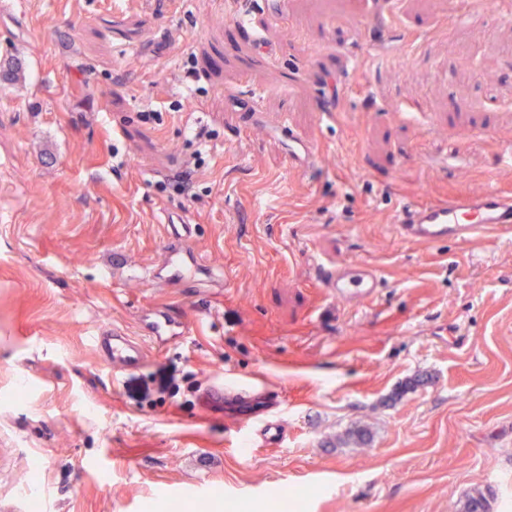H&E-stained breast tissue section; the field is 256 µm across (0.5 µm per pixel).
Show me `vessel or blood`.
<instances>
[{
	"label": "vessel or blood",
	"instance_id": "b4317fda",
	"mask_svg": "<svg viewBox=\"0 0 512 512\" xmlns=\"http://www.w3.org/2000/svg\"><path fill=\"white\" fill-rule=\"evenodd\" d=\"M171 234L179 242L169 251L162 268H150L149 281L192 283L204 276L206 267L195 251L187 245L188 232L180 227L177 217H169ZM396 234L423 245L455 239L471 242L487 237L512 234V194L488 188L474 195L461 193L445 202L413 204L401 210L395 220ZM329 296L337 302L363 306L373 300L380 287L375 269L365 262H350L334 268L324 281ZM146 341L162 345L182 337L184 321L165 309H150L142 321ZM145 341L117 329L100 331L93 338L104 360L113 371L124 372L144 367L147 361ZM202 406L216 410L227 405L241 407L249 421V433L265 445H278L285 439V430L272 413L274 398L269 390L260 388L234 389L216 377L200 392Z\"/></svg>",
	"mask_w": 512,
	"mask_h": 512
}]
</instances>
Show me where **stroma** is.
<instances>
[{"mask_svg": "<svg viewBox=\"0 0 512 512\" xmlns=\"http://www.w3.org/2000/svg\"><path fill=\"white\" fill-rule=\"evenodd\" d=\"M11 0L0 11V512H512V235L405 205L512 192V0ZM235 11L246 21L233 27ZM124 39L112 34L114 26ZM148 111L158 121L144 122ZM313 141L294 167L282 126ZM202 151L189 191L167 178ZM182 216L210 278L145 281ZM375 266L363 307L322 270ZM188 332L113 372L91 342ZM287 437L202 412L216 372ZM359 426L367 443L349 437ZM40 465L29 469L30 456ZM396 234L423 245L452 238L471 242L512 234V194L490 187L481 194L461 193L445 202L413 204L394 220ZM142 329L150 341L163 345L185 335V322L166 309L149 310L146 318L141 320Z\"/></svg>", "mask_w": 512, "mask_h": 512, "instance_id": "35a3bbf8", "label": "stroma"}]
</instances>
